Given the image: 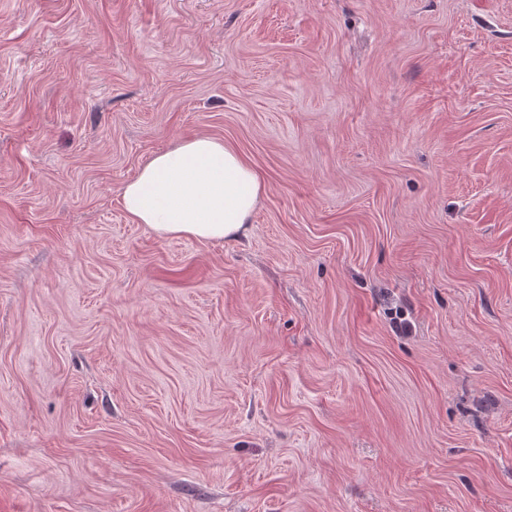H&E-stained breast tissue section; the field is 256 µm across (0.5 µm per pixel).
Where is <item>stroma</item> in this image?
<instances>
[{
	"label": "stroma",
	"mask_w": 512,
	"mask_h": 512,
	"mask_svg": "<svg viewBox=\"0 0 512 512\" xmlns=\"http://www.w3.org/2000/svg\"><path fill=\"white\" fill-rule=\"evenodd\" d=\"M0 512H512V0H0ZM265 188L259 172L224 140L197 135L155 153L121 196L130 220L158 238L224 242L246 234Z\"/></svg>",
	"instance_id": "obj_1"
}]
</instances>
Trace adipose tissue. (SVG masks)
Wrapping results in <instances>:
<instances>
[{
  "label": "adipose tissue",
  "mask_w": 512,
  "mask_h": 512,
  "mask_svg": "<svg viewBox=\"0 0 512 512\" xmlns=\"http://www.w3.org/2000/svg\"><path fill=\"white\" fill-rule=\"evenodd\" d=\"M266 188L259 172L223 140L197 135L155 153L124 184L130 220L158 238L221 242L247 232Z\"/></svg>",
  "instance_id": "1"
}]
</instances>
